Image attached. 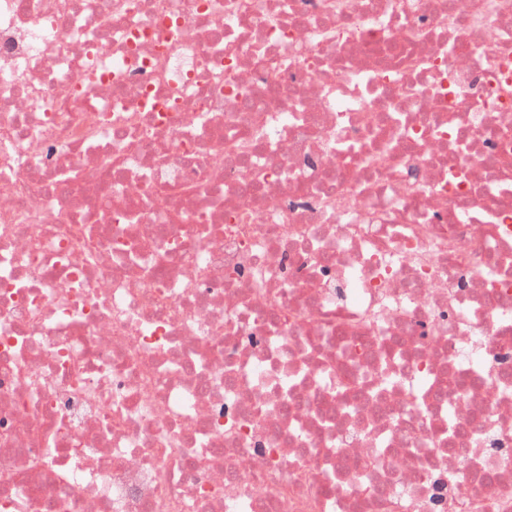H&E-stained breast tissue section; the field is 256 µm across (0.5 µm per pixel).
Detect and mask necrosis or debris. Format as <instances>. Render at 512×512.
Returning a JSON list of instances; mask_svg holds the SVG:
<instances>
[{
    "label": "necrosis or debris",
    "mask_w": 512,
    "mask_h": 512,
    "mask_svg": "<svg viewBox=\"0 0 512 512\" xmlns=\"http://www.w3.org/2000/svg\"><path fill=\"white\" fill-rule=\"evenodd\" d=\"M0 512H512V0H0Z\"/></svg>",
    "instance_id": "necrosis-or-debris-1"
}]
</instances>
